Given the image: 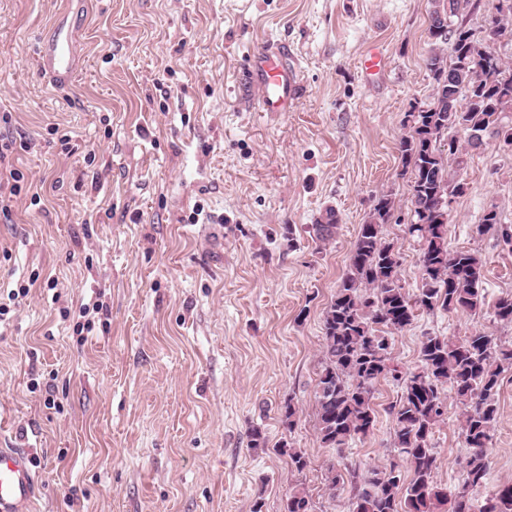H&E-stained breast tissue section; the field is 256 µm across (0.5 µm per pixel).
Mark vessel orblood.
<instances>
[{
  "label": "vessel or blood",
  "instance_id": "obj_1",
  "mask_svg": "<svg viewBox=\"0 0 512 512\" xmlns=\"http://www.w3.org/2000/svg\"><path fill=\"white\" fill-rule=\"evenodd\" d=\"M79 27L57 26L50 40L39 47L37 64L43 77L57 88L67 86L75 71ZM281 46L270 45L248 62L246 81L258 92L264 112H285L302 88L292 69L282 62ZM37 477L24 448H0V512H32Z\"/></svg>",
  "mask_w": 512,
  "mask_h": 512
}]
</instances>
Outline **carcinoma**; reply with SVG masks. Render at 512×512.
Wrapping results in <instances>:
<instances>
[{"label": "carcinoma", "instance_id": "1", "mask_svg": "<svg viewBox=\"0 0 512 512\" xmlns=\"http://www.w3.org/2000/svg\"><path fill=\"white\" fill-rule=\"evenodd\" d=\"M469 0H432L430 15L448 16V34L428 31L430 52L426 68L433 80V109L407 113L409 133L397 150L402 173H411L409 184L412 220L406 234L418 251L421 283L410 293L400 284L402 256L384 238V225L394 210L391 194L374 197L373 208L360 225L346 270L336 292L323 311V350L317 368L315 420L317 437L324 448L342 451L355 438H365L376 425L373 397L377 384L390 378L401 386L400 399L391 405L392 444L398 460L384 468L342 473L331 463L323 481L329 496L350 487L349 512H437L448 494L434 481L436 450L431 442L435 425L443 420L448 390L463 407L460 434L467 453L460 462L459 485L480 488L489 472L488 449L498 414L501 376L512 371V343L496 342L485 332L467 336L427 334L419 346L421 365L405 375L393 364L390 335L411 326L423 313L442 310L480 314L486 306L485 262L472 250H448L446 207L438 206V188L447 185L451 195L464 192V183L451 175L462 169L468 151L448 142V154L437 147L441 128L448 126L483 142L503 138L512 145V132L502 120L512 112V66L503 60L459 15ZM465 45L472 57L483 62L463 74L462 86H446L448 60L441 45ZM338 219L332 210L313 225V236L322 242L336 233ZM480 235L492 232L498 239L512 238V225L500 222L498 212L484 211L476 225ZM495 320L512 325V294L499 297L493 306ZM293 470L309 467L305 453L285 442ZM410 478H401V469ZM394 470L396 475L380 480ZM283 512H315L306 488L296 485L286 497ZM451 512H512V481L499 484L481 506L459 491Z\"/></svg>", "mask_w": 512, "mask_h": 512}]
</instances>
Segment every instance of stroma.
I'll return each instance as SVG.
<instances>
[{
    "mask_svg": "<svg viewBox=\"0 0 512 512\" xmlns=\"http://www.w3.org/2000/svg\"><path fill=\"white\" fill-rule=\"evenodd\" d=\"M68 2L0 0V113L17 141L0 176L24 175L0 215V293L30 287L0 317V446H28L35 512H251L258 498L282 512L299 483L318 512H348L321 473L389 464L401 388L378 384L373 434L321 447V318L380 191L395 197L385 237L402 252L401 283L420 284L397 143L433 93L431 0H84L80 65L58 90L34 50ZM269 43L304 87L285 112L259 111L239 83ZM373 47L387 65L369 80ZM462 177L448 248L485 259L491 304L512 293V247L476 226L491 206L512 225V147L486 140ZM329 208L339 224L321 243L308 228ZM88 301L101 306L89 332ZM477 330L512 341L491 313L438 310L393 334V361L413 371L425 334ZM445 403L435 480L451 492L466 450L462 407ZM255 428L265 447H250ZM283 440L308 457L304 473ZM507 480L512 372L476 499Z\"/></svg>",
    "mask_w": 512,
    "mask_h": 512,
    "instance_id": "stroma-1",
    "label": "stroma"
}]
</instances>
